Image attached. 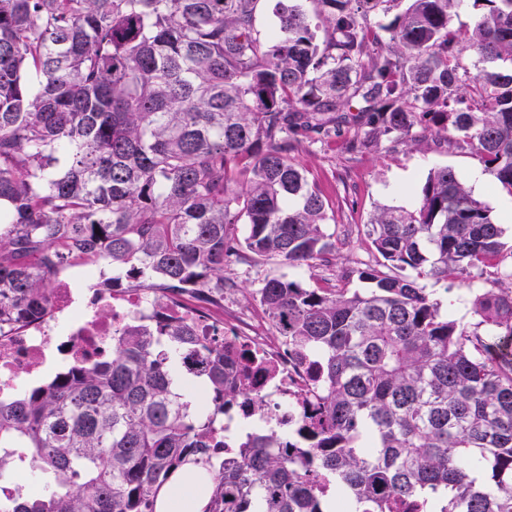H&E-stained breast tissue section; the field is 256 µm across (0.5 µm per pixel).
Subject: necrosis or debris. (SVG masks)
<instances>
[{
  "label": "necrosis or debris",
  "mask_w": 512,
  "mask_h": 512,
  "mask_svg": "<svg viewBox=\"0 0 512 512\" xmlns=\"http://www.w3.org/2000/svg\"><path fill=\"white\" fill-rule=\"evenodd\" d=\"M51 306L36 317L0 328V394L15 390L21 376L41 374L54 359L87 362L104 359L112 339L136 324H191L202 343L219 341L261 358L265 370L256 388L267 400L266 415L278 422L280 435L296 432L301 415L288 393L309 381L308 363L287 343L271 342L267 326L250 311H237L228 331L224 318L180 295H155L113 285L102 270L65 267L55 277Z\"/></svg>",
  "instance_id": "1"
}]
</instances>
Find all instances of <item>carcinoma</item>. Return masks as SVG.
<instances>
[{
  "label": "carcinoma",
  "instance_id": "cac0c4a2",
  "mask_svg": "<svg viewBox=\"0 0 512 512\" xmlns=\"http://www.w3.org/2000/svg\"><path fill=\"white\" fill-rule=\"evenodd\" d=\"M0 0V323L46 310L79 261L112 282L210 305L224 269L260 258L331 263L326 204L291 159L347 127L470 149L512 195V0ZM474 54L477 72L458 57ZM504 225L449 167L411 208L364 224L381 256L337 288L285 274L257 289L288 347L310 360L294 392L304 436L260 426L233 457L224 404L262 362L204 349L179 384L183 323L132 327L102 362L66 364L0 397V512H156L172 477L207 475L201 512H512V268ZM473 322L425 281L483 277ZM363 288H349L353 280ZM30 490L10 494L13 472Z\"/></svg>",
  "mask_w": 512,
  "mask_h": 512
}]
</instances>
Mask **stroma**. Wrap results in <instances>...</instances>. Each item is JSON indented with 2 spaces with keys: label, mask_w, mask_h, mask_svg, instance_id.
<instances>
[{
  "label": "stroma",
  "mask_w": 512,
  "mask_h": 512,
  "mask_svg": "<svg viewBox=\"0 0 512 512\" xmlns=\"http://www.w3.org/2000/svg\"><path fill=\"white\" fill-rule=\"evenodd\" d=\"M310 183L322 192L331 216L327 233L336 241V261L330 267L315 270L284 269L262 260L228 270L227 278L235 286L231 295L238 307L258 310L255 290L268 275L282 273L299 279L303 285L327 287L336 284L343 270L374 265L378 253L366 242L362 226L377 207L383 205L414 207L418 192L431 168L455 169L473 195L489 203L493 214L505 225L506 241L512 244V212L504 209V193L494 190L495 178L469 151L427 144H393L383 140L370 148L352 153L343 139L303 145L293 155ZM486 279L464 282L457 278L427 281L426 286L440 300H452L454 317L463 323L471 320L474 289L486 287Z\"/></svg>",
  "instance_id": "obj_1"
}]
</instances>
